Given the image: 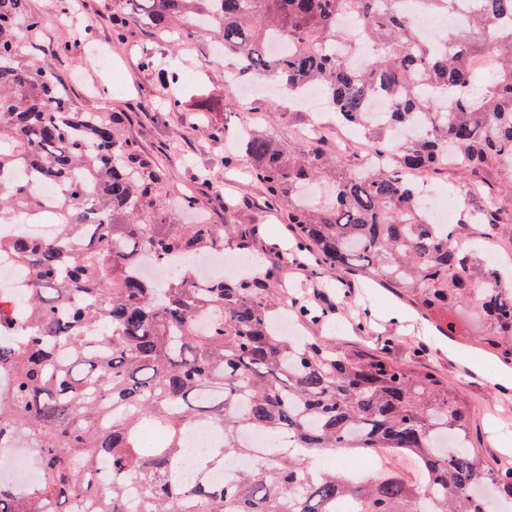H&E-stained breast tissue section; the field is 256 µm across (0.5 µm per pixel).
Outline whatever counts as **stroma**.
Masks as SVG:
<instances>
[{"label": "stroma", "mask_w": 512, "mask_h": 512, "mask_svg": "<svg viewBox=\"0 0 512 512\" xmlns=\"http://www.w3.org/2000/svg\"><path fill=\"white\" fill-rule=\"evenodd\" d=\"M26 8L45 21L32 35L28 53L54 72L76 109L103 106L117 113L130 137L170 172L172 195L196 193L199 212L209 223L260 225L249 259L260 264L262 273L277 270L284 252H295L294 233L284 213L265 206L258 183L225 165L226 141L213 132L225 128L234 133L246 123L283 144L306 148L308 116L302 108L275 97L270 107L246 115L237 97L226 91L223 66L204 62L213 47L209 32L198 33L181 47L128 14L123 39L113 38L112 15L125 11L124 0H78V24L67 31L54 23L60 0H26ZM99 46L110 54L111 67L94 56ZM146 52L154 59L153 67L140 64ZM116 70L125 77L119 92L112 89ZM174 72L185 81L181 103L172 108L165 82ZM275 110L280 113L276 119L271 116ZM287 278L289 309L309 306L324 313L320 322H300L303 335L368 348L447 380L470 411L477 448L494 460L512 452V387L495 385L499 365L474 344L473 322H466L452 347L405 299L363 277L317 266L307 256L289 267ZM392 308L407 312L408 322L387 319Z\"/></svg>", "instance_id": "obj_1"}]
</instances>
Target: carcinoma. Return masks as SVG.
Instances as JSON below:
<instances>
[{
    "label": "carcinoma",
    "instance_id": "carcinoma-1",
    "mask_svg": "<svg viewBox=\"0 0 512 512\" xmlns=\"http://www.w3.org/2000/svg\"><path fill=\"white\" fill-rule=\"evenodd\" d=\"M463 0H419L432 15ZM462 31L437 47L396 0H125L130 12L178 41L200 24L218 35L239 78L267 76L288 94L317 89L342 126L364 130L392 162L362 171L316 146L290 147L252 130L240 139L248 175L268 205L286 212L297 249L331 268L380 279L444 336L448 316L469 307L476 339L512 367V285L480 248L458 247L459 225L427 221L421 186L408 172L437 175L448 158L469 179L461 213L480 224L512 221L497 203L489 168L512 174V0H477ZM352 15L372 52L355 66L336 54L351 43ZM44 20L25 0H0V225L20 216L54 226L55 239L0 238L30 280L27 326L0 296V364L13 367L0 394V437L34 436L42 481L19 494L0 486V512H491L512 504V467L475 448L468 413L448 381L370 350L290 336L270 279L242 276L196 285L180 271L164 286L142 278L149 254L162 265L251 249L246 224H164L168 174L143 154L111 112L73 110L53 72L24 51ZM288 41L274 56L268 39ZM489 76L485 84L475 76ZM390 98L388 122L423 132L400 144L372 124L368 101ZM58 188L47 209L32 190ZM214 426L217 447L201 477L176 478L188 430ZM256 430L278 450L230 481L208 475L268 452L243 438ZM413 458L417 482L357 474L354 455Z\"/></svg>",
    "mask_w": 512,
    "mask_h": 512
}]
</instances>
